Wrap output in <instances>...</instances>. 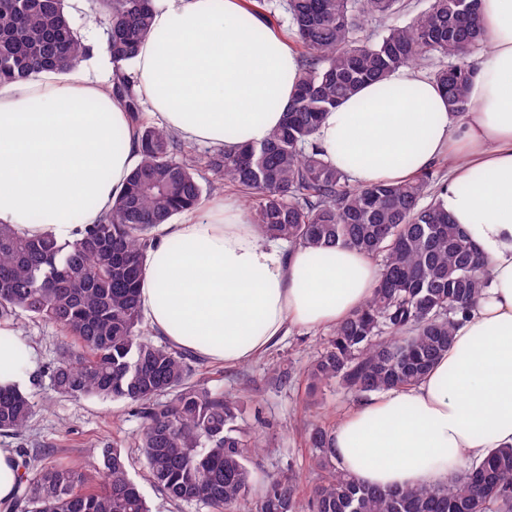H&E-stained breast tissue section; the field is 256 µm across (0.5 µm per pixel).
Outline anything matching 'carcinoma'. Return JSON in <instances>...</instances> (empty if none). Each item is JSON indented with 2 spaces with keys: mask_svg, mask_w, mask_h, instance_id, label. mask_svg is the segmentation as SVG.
<instances>
[{
  "mask_svg": "<svg viewBox=\"0 0 512 512\" xmlns=\"http://www.w3.org/2000/svg\"><path fill=\"white\" fill-rule=\"evenodd\" d=\"M403 8V0H287L304 53L284 122L260 145L218 148L206 160L222 184L248 193L252 223L267 238L314 250L340 245L380 260L372 296L332 330L307 373L313 390L335 382L359 398L424 377L450 347L456 317L489 286L488 261L437 202L436 170L356 187L312 145L323 112L432 55L450 60L432 74L448 111L470 110L476 68L467 58L485 42L479 0H432L379 39L360 37L365 20ZM152 10L153 0H95L115 64L112 92L135 117L139 96L126 66L150 33ZM90 52L66 0H0V84L65 73ZM139 152L112 208L81 239L28 238L0 224V322L24 312L74 341L49 367L54 392L136 405L150 481L172 501L211 512H512V446L489 449L444 485L373 488L337 467L331 431L319 425L307 435L320 471L307 498L291 468L252 498L258 442L235 401L192 380V351L147 338L139 301L151 230L199 208L215 185L202 183L194 152L156 126H141ZM162 394L171 399L155 402ZM34 413L26 392L0 386V435H21ZM21 467V496L7 512H151L115 445L100 449L93 489L85 473L36 455L21 454Z\"/></svg>",
  "mask_w": 512,
  "mask_h": 512,
  "instance_id": "obj_1",
  "label": "carcinoma"
}]
</instances>
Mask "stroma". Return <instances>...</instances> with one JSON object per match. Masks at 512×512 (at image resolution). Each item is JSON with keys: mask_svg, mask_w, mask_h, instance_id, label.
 Segmentation results:
<instances>
[{"mask_svg": "<svg viewBox=\"0 0 512 512\" xmlns=\"http://www.w3.org/2000/svg\"><path fill=\"white\" fill-rule=\"evenodd\" d=\"M73 25L96 52L89 58L104 74L112 61L101 49L105 26L94 17L91 0L67 7ZM17 334L35 352L23 388L36 402V413L23 435L0 436L6 448H38L53 459L73 463L93 474L99 450L117 443L128 456L131 477L138 483L151 512H210L199 503L177 504L158 492L147 477L139 448L142 420L130 403L95 397L73 398L55 394L47 373L57 357L64 335L53 325L19 316ZM330 336L329 330L293 329L266 353L250 362L224 366L207 360L197 364L198 380L217 391L233 393L243 425L255 433L260 451L253 456V493H260L268 475L294 468L301 477L300 492L308 494L317 477L305 433L313 424L333 427L338 417L357 401L336 384L325 386L310 399L306 374Z\"/></svg>", "mask_w": 512, "mask_h": 512, "instance_id": "35a3bbf8", "label": "stroma"}]
</instances>
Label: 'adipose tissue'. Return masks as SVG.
<instances>
[{
	"mask_svg": "<svg viewBox=\"0 0 512 512\" xmlns=\"http://www.w3.org/2000/svg\"><path fill=\"white\" fill-rule=\"evenodd\" d=\"M491 46L469 112H449L437 83L401 68L325 112L323 159L352 184L408 181L447 160L440 198L489 261L490 286L415 385L375 394L332 432L340 470L383 488L448 483L488 449L512 445V0H480ZM300 73L291 41L241 0H153L132 74L149 119L213 147L258 144L282 122ZM132 120L93 67L0 85V224L77 239L110 209L140 156ZM126 134L121 150L114 132ZM380 277L366 255L266 239L236 200L158 225L140 289L151 328L228 366L290 328L336 327ZM33 349L0 326V386L25 380Z\"/></svg>",
	"mask_w": 512,
	"mask_h": 512,
	"instance_id": "obj_1",
	"label": "adipose tissue"
}]
</instances>
